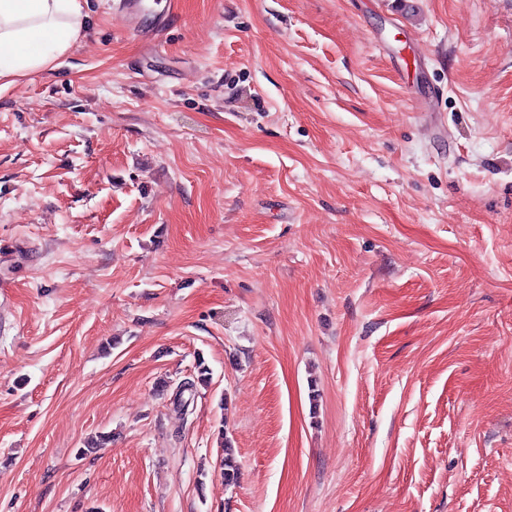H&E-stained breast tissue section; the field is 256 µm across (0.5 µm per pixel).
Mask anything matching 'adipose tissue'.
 Listing matches in <instances>:
<instances>
[{
    "mask_svg": "<svg viewBox=\"0 0 512 512\" xmlns=\"http://www.w3.org/2000/svg\"><path fill=\"white\" fill-rule=\"evenodd\" d=\"M87 21L82 0H0V81L47 69Z\"/></svg>",
    "mask_w": 512,
    "mask_h": 512,
    "instance_id": "1",
    "label": "adipose tissue"
}]
</instances>
